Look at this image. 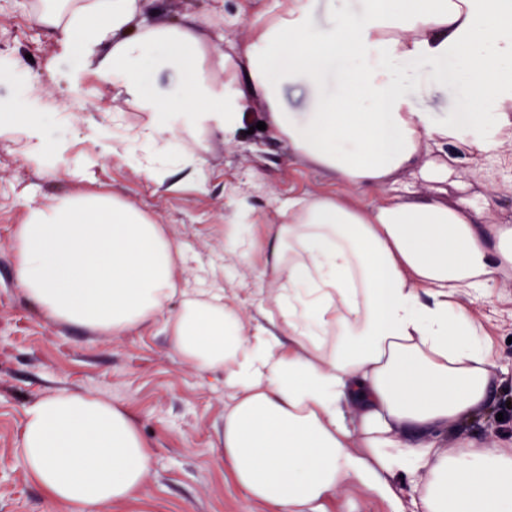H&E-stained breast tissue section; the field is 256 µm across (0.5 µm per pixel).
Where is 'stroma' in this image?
<instances>
[{
    "instance_id": "stroma-1",
    "label": "stroma",
    "mask_w": 512,
    "mask_h": 512,
    "mask_svg": "<svg viewBox=\"0 0 512 512\" xmlns=\"http://www.w3.org/2000/svg\"><path fill=\"white\" fill-rule=\"evenodd\" d=\"M37 3L0 0V63L23 80L19 86L0 82V102L24 99L39 107L48 118V136L66 151L54 173L27 160L25 138L0 136V512H69L29 477L19 454L25 407L59 389L128 406L154 452L141 492L98 512H271L247 499L224 469L223 373L202 375L179 360L157 323L112 338L48 321L17 286L13 234L30 200L104 191L135 201L181 244L183 287L236 289L240 309L256 327L264 322L255 301L260 269L225 262V216L239 208L272 223L280 202L335 192L336 183L259 130V108L247 121L251 133L235 141L202 134L205 189L170 190L147 180L122 148L124 135L144 127L146 113L129 105L119 87L84 73L80 56L35 24ZM274 7L275 0H143L147 18L196 19L203 38L201 73L219 86L224 73L216 65L218 54L244 43L255 15ZM466 68L465 57H450L442 84L422 64L396 65L395 75L410 86L418 111L462 128L460 140L423 156L448 164L447 184L428 181L414 168L400 176L397 188L409 199L463 196L477 204L484 222L512 224V152L505 128L495 120L463 125ZM474 138L488 140L492 153L473 160L465 143ZM478 312L504 369L496 394L502 419L476 420L467 431L471 440L483 442L512 432V313L490 303Z\"/></svg>"
}]
</instances>
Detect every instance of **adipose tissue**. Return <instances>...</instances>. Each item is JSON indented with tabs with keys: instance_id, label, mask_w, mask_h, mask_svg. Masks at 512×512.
Wrapping results in <instances>:
<instances>
[{
	"instance_id": "adipose-tissue-1",
	"label": "adipose tissue",
	"mask_w": 512,
	"mask_h": 512,
	"mask_svg": "<svg viewBox=\"0 0 512 512\" xmlns=\"http://www.w3.org/2000/svg\"><path fill=\"white\" fill-rule=\"evenodd\" d=\"M141 2L68 0L36 20L148 113L128 137L147 179L163 182L179 133L194 145L178 170L196 179L197 134L236 140L260 104L269 137L337 191L289 199L273 224L238 210L228 218L230 257H248L253 231L266 242L257 297L267 324L255 331L221 288L173 305L180 245L138 204L104 192L26 203L14 235L22 292L52 321L99 335L162 321L179 359L203 374L223 371L224 469L275 512H327L353 482L387 500L394 483L408 484L416 512H512V436L464 437L498 386L472 306L493 297L512 305V293L498 290L512 280V225L482 223L471 204L437 197L367 199L415 166L447 182V165H421V156L460 137L416 109L394 75L398 61L425 62L438 77L449 56L465 55L479 104L473 124L512 110V68L495 60L512 56V0H405L397 10L363 0L356 11L345 0H277L254 19L248 42L219 55L220 88L199 71L194 20H147ZM340 59L352 66L327 91ZM154 70L174 81L148 93L143 77ZM287 83L305 88L304 110L284 105ZM9 126L26 135L30 155L54 161L44 113L18 105ZM20 456L55 503L77 512L131 498L153 458L128 407L72 390L26 407Z\"/></svg>"
}]
</instances>
